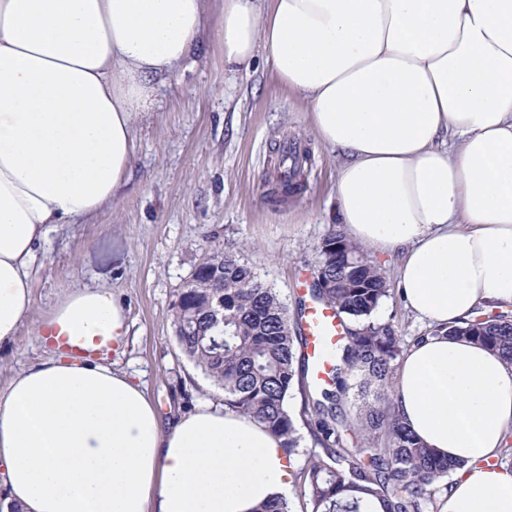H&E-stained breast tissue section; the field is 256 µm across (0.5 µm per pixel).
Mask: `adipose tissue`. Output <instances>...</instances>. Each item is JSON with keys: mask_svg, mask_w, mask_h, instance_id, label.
Here are the masks:
<instances>
[{"mask_svg": "<svg viewBox=\"0 0 512 512\" xmlns=\"http://www.w3.org/2000/svg\"><path fill=\"white\" fill-rule=\"evenodd\" d=\"M210 31L256 53L339 158L352 241L398 255L405 308L457 325L512 305V0H0V347L33 303L51 232L128 182L137 122ZM36 334L49 354L0 386V512H255L287 499L279 438L210 404L167 421L96 344L124 305L77 288ZM395 411L454 471L442 512H512V365L465 338L403 352Z\"/></svg>", "mask_w": 512, "mask_h": 512, "instance_id": "obj_1", "label": "adipose tissue"}]
</instances>
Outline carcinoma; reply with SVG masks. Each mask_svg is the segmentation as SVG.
<instances>
[{
    "instance_id": "cac0c4a2",
    "label": "carcinoma",
    "mask_w": 512,
    "mask_h": 512,
    "mask_svg": "<svg viewBox=\"0 0 512 512\" xmlns=\"http://www.w3.org/2000/svg\"><path fill=\"white\" fill-rule=\"evenodd\" d=\"M289 165L277 178L283 195L298 190L303 166L299 154L278 149ZM336 250L319 248L322 256L313 283V301L336 310L342 340L336 343L329 380L312 385L302 414L310 417V433L320 452H311L293 472L310 512H360L363 497L380 501L384 512H440L435 486L450 467L423 445L395 412L396 360L400 336L373 314L391 297L384 271L364 249L339 232ZM224 287H212L213 274L192 273L172 304L177 342L182 352L223 390L224 406L264 423L283 439L293 460L299 451L297 420L288 411V394L307 375L302 324L290 321L272 289L233 252H223ZM224 301V321L212 310ZM433 336H460L503 354L512 364V315L483 313L461 326L438 327ZM356 391L358 417L350 419L342 405Z\"/></svg>"
}]
</instances>
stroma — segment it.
Instances as JSON below:
<instances>
[{"label":"stroma","mask_w":512,"mask_h":512,"mask_svg":"<svg viewBox=\"0 0 512 512\" xmlns=\"http://www.w3.org/2000/svg\"><path fill=\"white\" fill-rule=\"evenodd\" d=\"M306 109L263 58L226 71L222 47L204 35L139 120L122 196L92 223L49 235L32 266L33 307L12 352L0 355V384L44 357L36 329L72 288L104 287L123 301L131 325L113 366L142 384L164 419L201 402L222 404V390L182 353L171 307L203 257L224 250L296 316L321 261L319 245L336 227L339 160L313 134ZM285 137L310 148L312 161L303 190L274 204L270 147ZM373 319L392 325L407 345L430 330L396 296Z\"/></svg>","instance_id":"stroma-1"}]
</instances>
